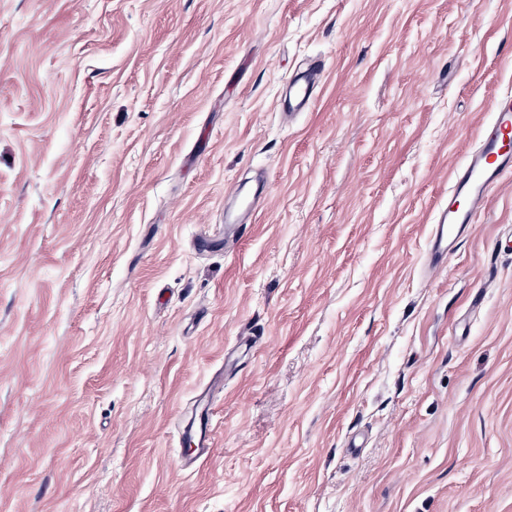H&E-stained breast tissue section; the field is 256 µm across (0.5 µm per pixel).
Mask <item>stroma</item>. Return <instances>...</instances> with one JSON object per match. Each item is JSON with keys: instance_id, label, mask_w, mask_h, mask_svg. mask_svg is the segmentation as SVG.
<instances>
[{"instance_id": "obj_1", "label": "stroma", "mask_w": 512, "mask_h": 512, "mask_svg": "<svg viewBox=\"0 0 512 512\" xmlns=\"http://www.w3.org/2000/svg\"><path fill=\"white\" fill-rule=\"evenodd\" d=\"M510 88L512 0H0V512H512ZM321 65H312L298 72L288 81V91L282 102V111L288 116L306 110L314 99L320 83ZM288 111V113H287ZM511 175L512 91L508 89L497 97L491 120L482 126L475 148L457 167L448 201L435 211L426 250L429 267L445 266L465 228L485 210L491 192ZM265 193L264 188H258L253 195L244 192L241 185H233L226 196L233 199L243 214H249L255 210L256 201H260ZM185 429L188 437L195 442L197 448H199V458L208 455L213 446V430L210 425L208 414H205L204 416L201 414L193 421H189Z\"/></svg>"}]
</instances>
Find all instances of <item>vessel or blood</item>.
<instances>
[{"label":"vessel or blood","instance_id":"obj_1","mask_svg":"<svg viewBox=\"0 0 512 512\" xmlns=\"http://www.w3.org/2000/svg\"><path fill=\"white\" fill-rule=\"evenodd\" d=\"M320 74V66L313 65L291 77L282 102L283 111L293 114L306 110L314 99ZM511 176L512 91L508 90L497 97L491 120L482 126L475 148L455 171L447 202L434 214L426 250L429 267L445 266L449 252L465 228L476 223L485 210L491 192ZM186 433L200 455H208L213 446L208 416L188 422Z\"/></svg>","mask_w":512,"mask_h":512}]
</instances>
